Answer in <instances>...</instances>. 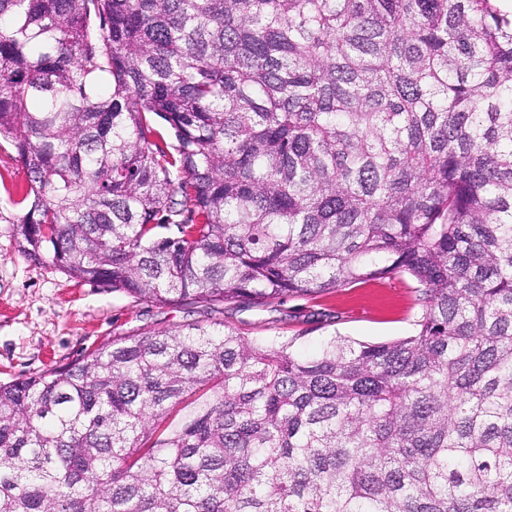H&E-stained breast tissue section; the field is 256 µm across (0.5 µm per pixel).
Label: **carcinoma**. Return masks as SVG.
Returning a JSON list of instances; mask_svg holds the SVG:
<instances>
[{"mask_svg": "<svg viewBox=\"0 0 512 512\" xmlns=\"http://www.w3.org/2000/svg\"><path fill=\"white\" fill-rule=\"evenodd\" d=\"M500 2L0 0L23 254L160 306L398 274L421 306L311 357L193 325L0 383V512H512Z\"/></svg>", "mask_w": 512, "mask_h": 512, "instance_id": "carcinoma-1", "label": "carcinoma"}]
</instances>
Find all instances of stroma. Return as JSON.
I'll list each match as a JSON object with an SVG mask.
<instances>
[{"label": "stroma", "instance_id": "stroma-1", "mask_svg": "<svg viewBox=\"0 0 512 512\" xmlns=\"http://www.w3.org/2000/svg\"><path fill=\"white\" fill-rule=\"evenodd\" d=\"M26 173L13 146L0 143V383L76 360L115 336L187 325L224 329L271 344L298 336L311 353L338 333L361 341L411 334L421 313L412 282L395 276L357 283L314 298L266 307L200 303L161 307L111 287L70 278L50 260L19 252L20 210L13 199Z\"/></svg>", "mask_w": 512, "mask_h": 512}]
</instances>
